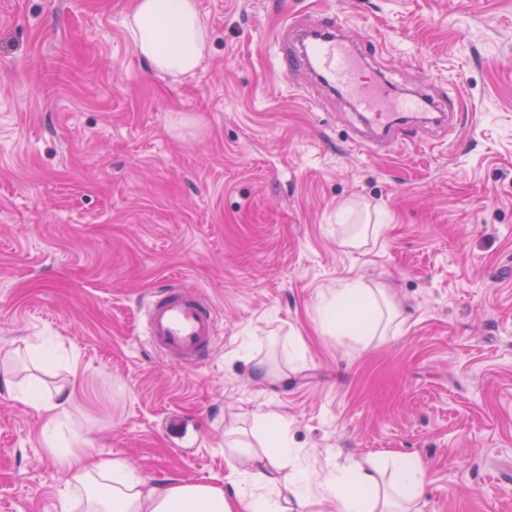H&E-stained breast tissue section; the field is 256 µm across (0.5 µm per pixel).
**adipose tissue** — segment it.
Here are the masks:
<instances>
[{
  "label": "adipose tissue",
  "instance_id": "adipose-tissue-1",
  "mask_svg": "<svg viewBox=\"0 0 512 512\" xmlns=\"http://www.w3.org/2000/svg\"><path fill=\"white\" fill-rule=\"evenodd\" d=\"M126 31L152 69L176 79L194 74L208 53V33L198 0H136ZM318 316L325 332L345 331L366 341L385 332L398 312L383 289L375 290L352 279L330 289ZM0 384L17 389L19 398L43 417V440L48 448H56L71 395L61 388L50 395L34 386L16 388L7 373L0 375ZM263 423L272 450L252 457L249 469L239 472L235 493L230 497L223 488L209 484L148 483L121 458L87 465L77 456H70L64 465L65 483L84 496L86 512H288L289 499L307 502L312 488L321 501L339 502L342 512H377V475L356 463L329 471L315 487L306 474L292 472L288 477L289 497L276 494L270 473L287 467L294 450L283 417L268 415Z\"/></svg>",
  "mask_w": 512,
  "mask_h": 512
}]
</instances>
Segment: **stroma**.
I'll use <instances>...</instances> for the list:
<instances>
[{
  "label": "stroma",
  "mask_w": 512,
  "mask_h": 512,
  "mask_svg": "<svg viewBox=\"0 0 512 512\" xmlns=\"http://www.w3.org/2000/svg\"><path fill=\"white\" fill-rule=\"evenodd\" d=\"M133 5L0 0V370L77 382L64 445L156 484L230 488L277 414L310 475L361 462L402 508L413 454L417 512H512V0H199L211 50L182 79L135 51ZM325 10L463 121L357 147L343 99L274 70L286 14ZM368 215L383 233L347 245ZM351 279L398 307L388 335L321 330ZM168 285L216 308L203 365L142 334ZM42 424L0 388V512H63ZM394 483L408 497L421 493L424 479V466L417 456H403L394 462Z\"/></svg>",
  "instance_id": "35a3bbf8"
}]
</instances>
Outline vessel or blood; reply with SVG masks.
Returning a JSON list of instances; mask_svg holds the SVG:
<instances>
[{"mask_svg": "<svg viewBox=\"0 0 512 512\" xmlns=\"http://www.w3.org/2000/svg\"><path fill=\"white\" fill-rule=\"evenodd\" d=\"M339 26V16L329 12L287 17L276 35L277 61L283 74L307 71L315 86L345 99L363 126L360 146L373 153L389 150L406 131L421 127L424 116L459 110L456 100L398 90L374 67L372 41H348ZM143 334L156 351L200 365L218 341L214 307L200 291L163 289L146 304Z\"/></svg>", "mask_w": 512, "mask_h": 512, "instance_id": "1", "label": "vessel or blood"}]
</instances>
